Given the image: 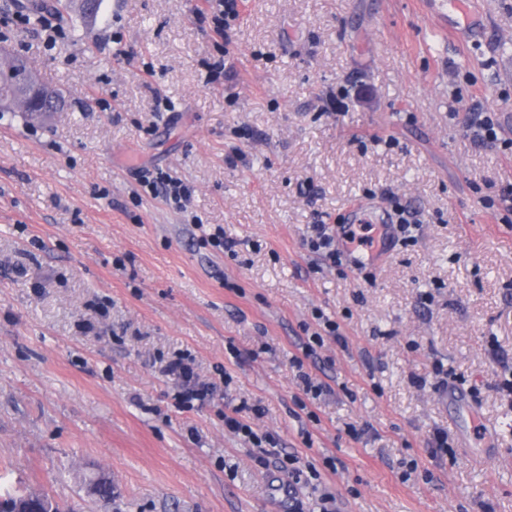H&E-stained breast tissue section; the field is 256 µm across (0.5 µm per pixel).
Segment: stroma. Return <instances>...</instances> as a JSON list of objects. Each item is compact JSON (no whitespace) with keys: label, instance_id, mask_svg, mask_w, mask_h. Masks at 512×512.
Here are the masks:
<instances>
[{"label":"stroma","instance_id":"35a3bbf8","mask_svg":"<svg viewBox=\"0 0 512 512\" xmlns=\"http://www.w3.org/2000/svg\"><path fill=\"white\" fill-rule=\"evenodd\" d=\"M485 2L474 42L432 0H242L226 40L204 0H101L53 50L13 33L61 106L0 112L8 487L73 512H289L295 456L320 474L304 512L324 490L338 512H512V224L481 201L512 153L466 129L490 112L512 140V0ZM145 168L193 187L187 212L134 197ZM394 196L414 244L384 232ZM362 200L370 279L314 271L309 225ZM217 226L234 253L203 244ZM319 310L344 340L307 363L330 387L308 401L292 358ZM181 350L231 374L220 397L177 403L160 367ZM245 403L270 444L225 430ZM100 471L108 502L85 492Z\"/></svg>","mask_w":512,"mask_h":512}]
</instances>
